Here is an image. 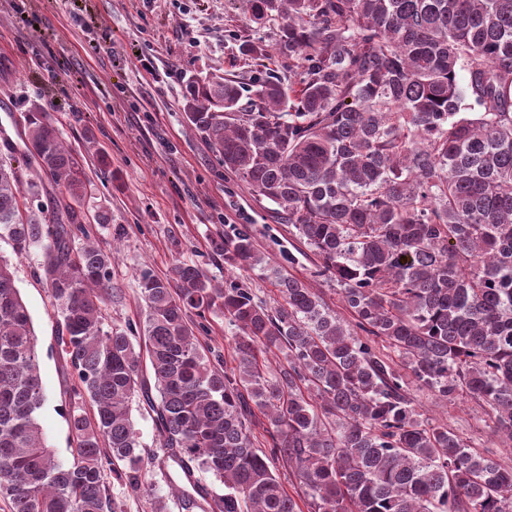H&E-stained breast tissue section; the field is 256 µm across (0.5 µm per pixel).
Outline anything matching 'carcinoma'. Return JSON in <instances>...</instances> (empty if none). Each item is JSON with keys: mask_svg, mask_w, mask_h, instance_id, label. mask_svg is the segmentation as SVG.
<instances>
[{"mask_svg": "<svg viewBox=\"0 0 512 512\" xmlns=\"http://www.w3.org/2000/svg\"><path fill=\"white\" fill-rule=\"evenodd\" d=\"M281 19L276 48L296 80L267 68L245 85L193 78L189 124L227 171L293 226L336 283L348 323L306 282L264 265L252 234L210 248L274 278L273 307L180 261L142 268V325L107 322L112 251L87 224H110L51 108L33 103L18 149L0 151V231L16 254L42 252L76 374L63 463L38 420L37 339L12 266L0 258V499L9 512H124L128 497L168 512L146 479L132 419L140 400L163 458L222 493L181 490L185 512H512V466L416 409L410 391L481 404L512 442V0H243ZM241 54L269 58L262 43ZM41 217L22 215L21 166ZM222 314L236 366L217 367L193 316ZM267 421L271 454L250 417ZM303 492L287 493L275 461ZM120 486L112 492L108 478Z\"/></svg>", "mask_w": 512, "mask_h": 512, "instance_id": "cac0c4a2", "label": "carcinoma"}]
</instances>
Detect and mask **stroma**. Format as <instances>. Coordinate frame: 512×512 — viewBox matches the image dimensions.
<instances>
[{"label":"stroma","instance_id":"35a3bbf8","mask_svg":"<svg viewBox=\"0 0 512 512\" xmlns=\"http://www.w3.org/2000/svg\"><path fill=\"white\" fill-rule=\"evenodd\" d=\"M276 22L259 25L237 0H0V134L17 139L31 102L54 107L66 144L85 158L93 192L87 214L107 206L112 222L97 229L112 249L111 324H142L145 304L136 275L168 276L176 260L195 262L217 280L227 272L210 249L212 237L245 225L269 266L305 279L333 309L342 304L317 276L318 260L248 184L226 172L205 139L188 126L182 92L188 78L252 72L243 41L274 46ZM97 147L89 149L86 139ZM106 154L112 180L99 175ZM12 259L15 284L37 336L45 402L40 424L57 458L69 461L75 442L68 424L77 377L57 341V316L38 250ZM416 408L486 455L512 466V444L494 436L482 407L467 398L443 404L412 393Z\"/></svg>","mask_w":512,"mask_h":512}]
</instances>
